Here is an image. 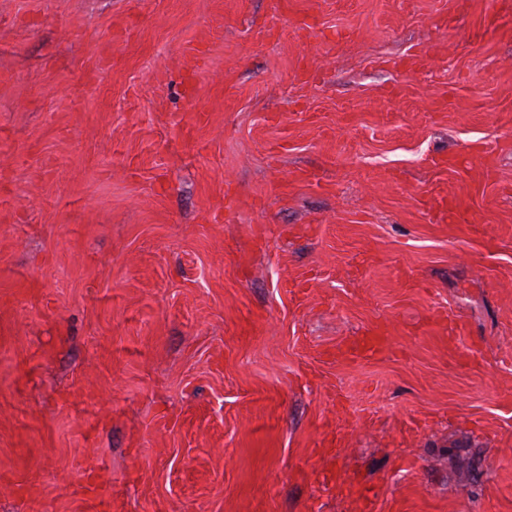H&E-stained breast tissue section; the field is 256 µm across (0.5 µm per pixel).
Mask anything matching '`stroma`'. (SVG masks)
I'll return each instance as SVG.
<instances>
[{"instance_id": "stroma-1", "label": "stroma", "mask_w": 512, "mask_h": 512, "mask_svg": "<svg viewBox=\"0 0 512 512\" xmlns=\"http://www.w3.org/2000/svg\"><path fill=\"white\" fill-rule=\"evenodd\" d=\"M494 2L0 0V512H512Z\"/></svg>"}]
</instances>
